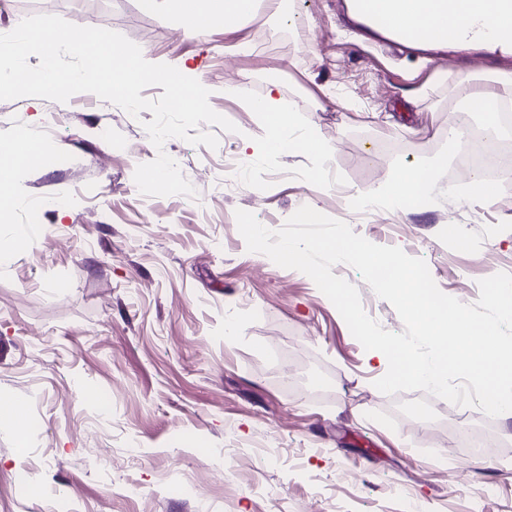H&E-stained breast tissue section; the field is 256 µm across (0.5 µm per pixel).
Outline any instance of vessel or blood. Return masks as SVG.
Returning a JSON list of instances; mask_svg holds the SVG:
<instances>
[{
  "mask_svg": "<svg viewBox=\"0 0 512 512\" xmlns=\"http://www.w3.org/2000/svg\"><path fill=\"white\" fill-rule=\"evenodd\" d=\"M365 35L404 51L494 36L500 65L512 66V0H349ZM430 13L434 24L421 23Z\"/></svg>",
  "mask_w": 512,
  "mask_h": 512,
  "instance_id": "vessel-or-blood-1",
  "label": "vessel or blood"
}]
</instances>
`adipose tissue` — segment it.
Returning <instances> with one entry per match:
<instances>
[{"instance_id": "1", "label": "adipose tissue", "mask_w": 512, "mask_h": 512, "mask_svg": "<svg viewBox=\"0 0 512 512\" xmlns=\"http://www.w3.org/2000/svg\"><path fill=\"white\" fill-rule=\"evenodd\" d=\"M180 3L183 27L189 35L205 32L219 22L223 23L225 30H237L251 17L255 7V0H180ZM277 92V85H270L266 95L250 105L260 117L264 148L277 155L290 152L326 155V146L316 133L287 138L286 131L293 120L290 113L282 108ZM441 166V160L437 159L428 166L394 172L379 188L362 192L360 202L366 205L383 196L399 209L424 207L427 199L434 196L435 174Z\"/></svg>"}]
</instances>
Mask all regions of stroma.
I'll use <instances>...</instances> for the list:
<instances>
[{"label":"stroma","instance_id":"35a3bbf8","mask_svg":"<svg viewBox=\"0 0 512 512\" xmlns=\"http://www.w3.org/2000/svg\"><path fill=\"white\" fill-rule=\"evenodd\" d=\"M288 8L297 24L261 8L239 30L217 24L191 37L169 0L153 11L140 0L96 10L0 0L1 33L53 14L185 64L237 126L232 154L243 166L233 175L223 149L171 138L163 150L197 196H145L133 174L158 152L143 127L151 112L135 118L91 93L0 101V142L24 132L71 161L14 170L16 198L46 202L28 246L12 247L13 227L0 223V398L40 423L23 433L0 419V512L68 502L77 512H403L408 501L420 512H512V415L488 420L421 390L378 391L386 364L311 278L247 251L235 219L242 209L278 229L311 206L422 258L443 293L474 303L480 279L512 271V175L495 205L450 196L467 173L448 126L478 92L512 105V85L489 62L367 45L341 23L339 0ZM273 81L295 127L315 128L328 157L267 155L248 103ZM116 142L132 152H113ZM441 155L430 206L358 205V192L390 172ZM333 271L385 330L403 332L355 269ZM288 362L298 387L283 382ZM463 424L488 444L465 471L452 442ZM23 463L35 471L26 487L13 482Z\"/></svg>","mask_w":512,"mask_h":512}]
</instances>
